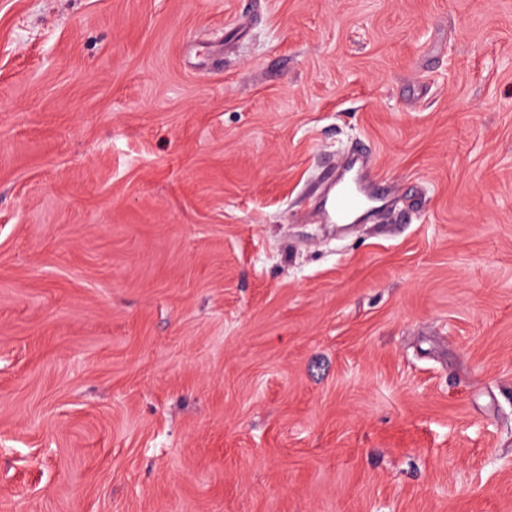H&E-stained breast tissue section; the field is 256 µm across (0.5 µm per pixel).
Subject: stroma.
Instances as JSON below:
<instances>
[{
  "instance_id": "1",
  "label": "stroma",
  "mask_w": 512,
  "mask_h": 512,
  "mask_svg": "<svg viewBox=\"0 0 512 512\" xmlns=\"http://www.w3.org/2000/svg\"><path fill=\"white\" fill-rule=\"evenodd\" d=\"M0 512H512V0H0ZM356 154L367 165L363 167L361 174L354 181V185L346 184L342 178H339L329 187L323 206L324 218L328 224L346 223L349 217L364 207L369 199L383 198L378 195L373 182L367 189L371 180L370 166H373L371 156L366 153Z\"/></svg>"
}]
</instances>
